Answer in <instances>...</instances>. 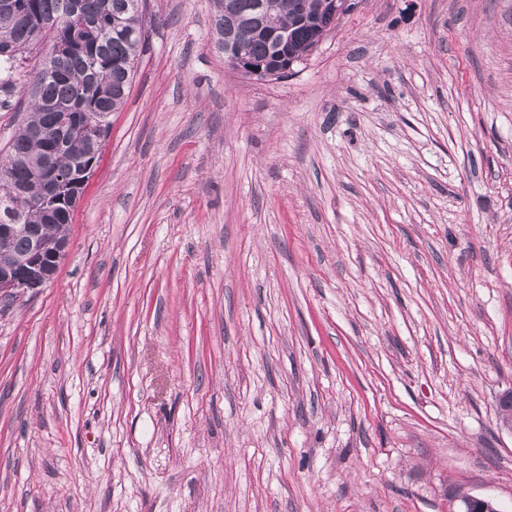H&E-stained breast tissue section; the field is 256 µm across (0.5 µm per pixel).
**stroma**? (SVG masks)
I'll use <instances>...</instances> for the list:
<instances>
[{
  "label": "stroma",
  "instance_id": "stroma-1",
  "mask_svg": "<svg viewBox=\"0 0 512 512\" xmlns=\"http://www.w3.org/2000/svg\"><path fill=\"white\" fill-rule=\"evenodd\" d=\"M145 0L51 283L0 302V512H512V0H352L291 74Z\"/></svg>",
  "mask_w": 512,
  "mask_h": 512
}]
</instances>
